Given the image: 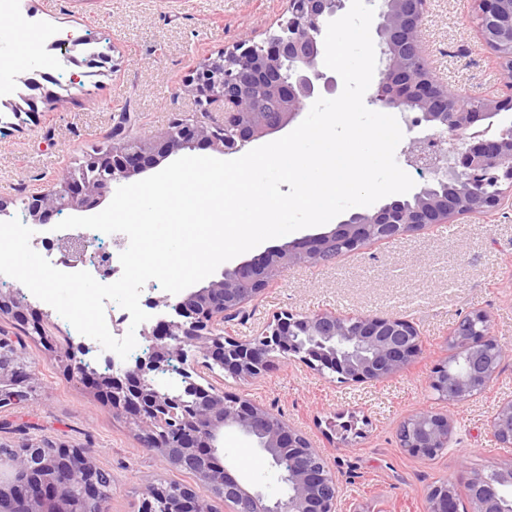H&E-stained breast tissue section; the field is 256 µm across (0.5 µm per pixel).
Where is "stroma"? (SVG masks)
I'll use <instances>...</instances> for the list:
<instances>
[{
  "label": "stroma",
  "instance_id": "35a3bbf8",
  "mask_svg": "<svg viewBox=\"0 0 512 512\" xmlns=\"http://www.w3.org/2000/svg\"><path fill=\"white\" fill-rule=\"evenodd\" d=\"M25 2L31 23L83 37L109 62L73 86L58 51L33 37L20 42L17 23L0 27V58L26 53L16 65L22 77L35 65L53 77L35 91L19 87L20 96L33 98L25 120L0 106V199L8 201L10 217L21 220L22 195L44 187L102 142L120 115L130 116L131 131L141 136L167 128L194 108L181 88L199 63L243 39L263 43L288 15V0ZM422 38L436 79L457 95L492 96L503 85L505 73L478 38L473 0H431ZM50 95L57 100L52 112L43 105ZM281 310L401 315L418 329L423 352L380 382L340 383L332 374L280 359L258 379L217 377L214 386L282 415L321 449L342 486L340 512H427L428 492L444 481L457 489L458 512H473L469 480L512 464V447H502L489 430L498 406L512 400V206L488 217L471 215L449 229L374 241L325 265L291 267L249 304L244 319L226 328L252 337ZM474 311L487 314L492 335L509 352L481 394L459 404L437 399L428 383L451 355L445 339ZM26 345L42 387L35 400L0 414V443L51 439L86 449L112 475L110 512H139L148 477L195 486L191 474L145 448L110 405L63 376L36 340ZM426 409L454 419L447 448L432 458L410 453L398 440L404 420ZM224 457L233 475L268 497L281 496L269 459L230 427Z\"/></svg>",
  "mask_w": 512,
  "mask_h": 512
}]
</instances>
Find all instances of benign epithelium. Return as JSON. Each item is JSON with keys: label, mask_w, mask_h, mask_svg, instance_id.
<instances>
[{"label": "benign epithelium", "mask_w": 512, "mask_h": 512, "mask_svg": "<svg viewBox=\"0 0 512 512\" xmlns=\"http://www.w3.org/2000/svg\"><path fill=\"white\" fill-rule=\"evenodd\" d=\"M345 2L288 0L289 17L264 44L241 40L233 50L222 51L195 69L184 91L194 98L196 116L178 118L147 138L112 130L109 148L84 158L91 176L77 177L65 169L53 176L48 188L31 193L27 212L32 224L45 226L64 210L90 214L118 187L153 173L181 151L206 146L222 155L236 154L296 121L323 94L336 93V78L321 69L323 33ZM383 2L377 34L386 65L379 70L371 99L388 109L418 112V123L430 130L410 141L404 151L406 163L435 173L440 184L459 183L492 169L502 170L503 178L512 182V140L493 137L457 146L469 138L468 131L476 123L512 108V82L506 81L500 94L481 99L472 108L458 107L455 93L438 94L421 53L419 28L427 0ZM475 10L482 42L505 72L512 71V0H475ZM83 43V38L68 34L51 47L63 51L65 64L79 66L72 52ZM410 56L416 61L413 72L405 66ZM213 112L224 113V124L210 119ZM474 190L473 182L451 196L425 187L411 202L394 200L371 212L353 213L327 232L242 260L224 269L218 280L199 282L161 299L148 298L144 302L148 308L163 307L174 315L143 325L140 336L153 341L150 355L108 376L81 365L83 342L70 340L63 351L56 352L55 341L42 326L48 313L22 304L17 295L0 291V318L22 320L27 334L39 338L66 375H75V366H81V382L137 425L146 447L166 462L192 471L200 486L224 499L232 512H336L339 481L328 465L315 462L322 458L318 449L287 420L216 387L205 391L196 377L214 367L238 380H254L276 356L335 374L346 383L380 381L408 368L422 354V338L410 320L399 316L360 315L349 326L346 317L322 312L300 319L296 327L294 320L279 312L260 336L245 339L224 333V324L245 316L248 303L288 267L324 262L339 242L353 252L376 230L382 239L392 240L504 205L501 194L476 202ZM53 243L68 266L87 264L91 243L84 237L60 236ZM447 344L469 349V371L458 378L442 368L429 387L439 396L463 403L483 392L499 373L505 350L490 335L488 316L481 311L464 316ZM172 359L181 364L177 374L187 380L180 387L158 381V374ZM37 389L36 369L24 342L0 333V413L31 400ZM226 427L254 438L270 456L284 486L282 496L271 499L248 487L220 461ZM452 431L450 415L427 410L404 421L399 437L402 447L430 457L448 447ZM490 431L496 441L512 447L511 400L498 406ZM285 454L286 468L282 466ZM484 481L477 476L468 484L475 512H501L499 500L485 492ZM110 485L112 474L80 448L49 440L20 448L0 447V512H110V495L105 491ZM427 502V512H455L453 488L446 483L433 487ZM177 503L183 505V512H210L188 489L180 491ZM175 509L166 504L164 488L149 480L140 512Z\"/></svg>", "instance_id": "obj_1"}]
</instances>
